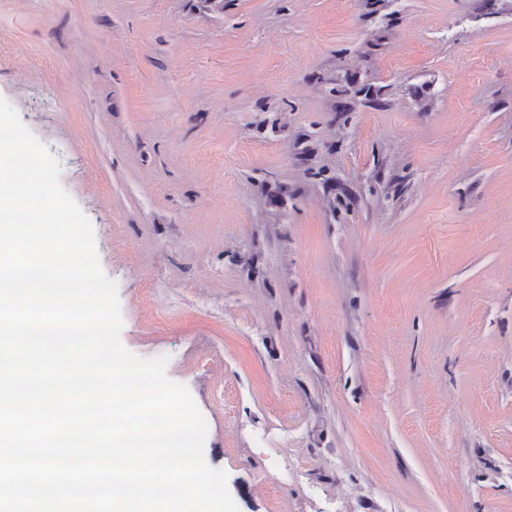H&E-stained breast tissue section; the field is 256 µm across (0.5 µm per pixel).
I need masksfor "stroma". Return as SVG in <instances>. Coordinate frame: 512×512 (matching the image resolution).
I'll list each match as a JSON object with an SVG mask.
<instances>
[{
  "instance_id": "stroma-1",
  "label": "stroma",
  "mask_w": 512,
  "mask_h": 512,
  "mask_svg": "<svg viewBox=\"0 0 512 512\" xmlns=\"http://www.w3.org/2000/svg\"><path fill=\"white\" fill-rule=\"evenodd\" d=\"M239 512H512V0H0Z\"/></svg>"
}]
</instances>
